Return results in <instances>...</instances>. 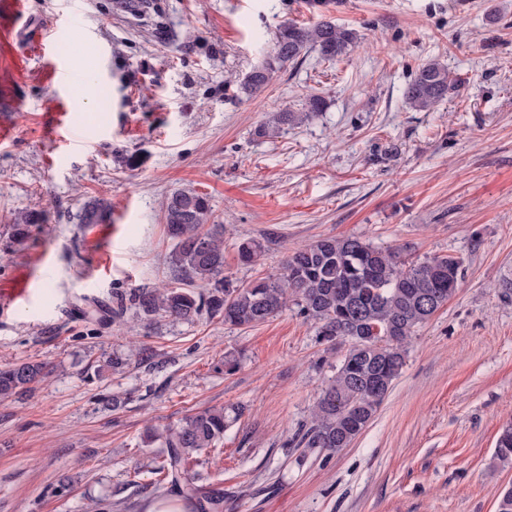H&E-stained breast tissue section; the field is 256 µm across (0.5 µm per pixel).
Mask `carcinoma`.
<instances>
[{"label":"carcinoma","instance_id":"cac0c4a2","mask_svg":"<svg viewBox=\"0 0 512 512\" xmlns=\"http://www.w3.org/2000/svg\"><path fill=\"white\" fill-rule=\"evenodd\" d=\"M357 41L354 31L326 15L312 25H281L261 65L235 83L236 96L262 92L273 75L301 53L312 49L324 62L346 54ZM456 79L437 61L421 65L403 91L415 111L429 112L448 98ZM326 101L311 95L297 110L273 112L257 134L269 128L299 125L321 112ZM110 204L95 199L79 215L81 224H101ZM209 198L191 189L172 192L164 203L167 234L174 242L171 265L182 286L143 289L134 304L147 316L164 315L194 322L207 314L224 324L249 328L266 322L295 297L301 312L319 324L318 336L354 341L330 385L313 410L311 425L299 443L306 448L337 450L349 446L375 416L405 363V351L415 329L448 304L459 284L460 259L433 256L407 261L392 249L376 247L358 237H323L287 257L282 272L248 284L224 277V225L211 222ZM38 213L16 219L14 236L24 238L28 226L40 223ZM265 252L258 239L238 246L241 263L250 265ZM49 372V364L20 361L0 368V399L30 389ZM229 426L222 410H202L162 433L147 436V443L165 448L156 467L158 487L191 503L194 512H224V488L204 484L189 468L192 454L224 437ZM495 456L512 461V424L497 439Z\"/></svg>","mask_w":512,"mask_h":512}]
</instances>
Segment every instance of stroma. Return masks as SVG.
<instances>
[{
    "label": "stroma",
    "mask_w": 512,
    "mask_h": 512,
    "mask_svg": "<svg viewBox=\"0 0 512 512\" xmlns=\"http://www.w3.org/2000/svg\"><path fill=\"white\" fill-rule=\"evenodd\" d=\"M145 2L137 14L118 0L0 11V120L15 128L0 145V285L36 273L28 299L0 313V367L49 364L0 400V512H146L147 432L206 408L233 422L190 468L224 488V512H495L512 486V463L494 457L512 421V0H343L330 15L356 45L330 63L309 51L250 98L227 81L262 61L280 24L317 21L305 0ZM20 25L54 32V54L8 40ZM433 60L461 85L418 112L403 89ZM310 94L326 111L258 136L272 110ZM177 189L208 195L239 283L327 236L461 259L456 294L417 329L349 447L298 444L350 344L321 340L296 302L247 329L132 305L112 325L84 316V296L113 305L176 286L163 203ZM92 197L112 205L102 245L77 222ZM26 211L45 221L18 241ZM247 237L269 242L251 266L237 255Z\"/></svg>",
    "instance_id": "stroma-1"
}]
</instances>
